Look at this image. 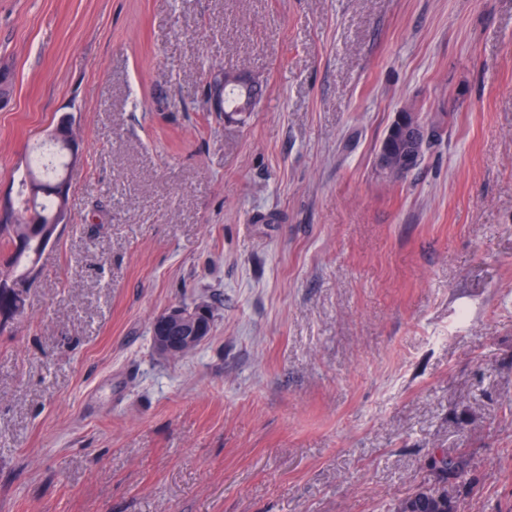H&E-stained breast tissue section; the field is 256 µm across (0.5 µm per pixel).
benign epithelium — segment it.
Returning <instances> with one entry per match:
<instances>
[{"instance_id":"7a95c632","label":"benign epithelium","mask_w":512,"mask_h":512,"mask_svg":"<svg viewBox=\"0 0 512 512\" xmlns=\"http://www.w3.org/2000/svg\"><path fill=\"white\" fill-rule=\"evenodd\" d=\"M227 84L242 85L239 74L223 68L214 76L210 86V98L216 112L224 111V87ZM71 115L49 134L53 141L68 140L70 149L77 147V140L69 137ZM433 127L425 124L416 111L398 112L382 139L378 154V170L387 177L402 179L420 162L421 147L433 138ZM38 274V266L32 265L23 279L11 277L0 281V294L4 296L22 294ZM210 335L207 321V306L174 304L158 315L152 322L151 342L154 351L161 357L177 359L188 355Z\"/></svg>"}]
</instances>
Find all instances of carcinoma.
Returning <instances> with one entry per match:
<instances>
[{"mask_svg":"<svg viewBox=\"0 0 512 512\" xmlns=\"http://www.w3.org/2000/svg\"><path fill=\"white\" fill-rule=\"evenodd\" d=\"M254 98L245 91L229 86L224 93V109L237 110L245 99ZM68 164L53 168L38 160L27 163V172L21 186L27 181H38L46 193L32 200L28 197L13 206L14 221L7 232L0 231V248L8 249L6 263L0 267V277L10 273L24 277L29 265L38 260L51 239L42 236V229L66 217L68 197H59L51 191L52 184L66 174ZM432 479L420 485L411 495L395 504L392 512H458L460 503L477 489L480 478L470 456L464 452L429 457Z\"/></svg>","mask_w":512,"mask_h":512,"instance_id":"carcinoma-1","label":"carcinoma"}]
</instances>
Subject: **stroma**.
<instances>
[{
    "label": "stroma",
    "instance_id": "35a3bbf8",
    "mask_svg": "<svg viewBox=\"0 0 512 512\" xmlns=\"http://www.w3.org/2000/svg\"><path fill=\"white\" fill-rule=\"evenodd\" d=\"M0 66L1 196L79 132L0 325V512H388L435 448L481 478L460 512H512V0H0ZM410 103L442 134L392 182ZM227 84L247 85V83L241 79L236 71L227 68H222L213 78L210 86V98L214 112H224L225 109L228 113H224V120L230 121L233 120L235 116L231 111L235 112L245 99L251 98L252 100L248 108V110H250L254 105L255 96L253 95V91L251 94L247 95L244 90L234 86H227L224 92V87ZM210 335L207 306L174 304L152 322L151 342L161 357L177 359L188 355Z\"/></svg>",
    "mask_w": 512,
    "mask_h": 512
}]
</instances>
